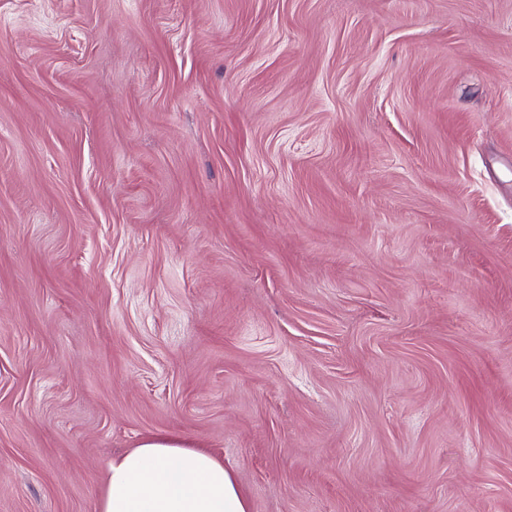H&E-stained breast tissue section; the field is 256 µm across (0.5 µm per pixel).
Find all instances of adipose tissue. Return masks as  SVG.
Listing matches in <instances>:
<instances>
[{
    "label": "adipose tissue",
    "mask_w": 512,
    "mask_h": 512,
    "mask_svg": "<svg viewBox=\"0 0 512 512\" xmlns=\"http://www.w3.org/2000/svg\"><path fill=\"white\" fill-rule=\"evenodd\" d=\"M97 512H250V503L215 456L154 436L113 458Z\"/></svg>",
    "instance_id": "1"
}]
</instances>
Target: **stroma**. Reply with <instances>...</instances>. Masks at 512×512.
<instances>
[{
	"label": "stroma",
	"mask_w": 512,
	"mask_h": 512,
	"mask_svg": "<svg viewBox=\"0 0 512 512\" xmlns=\"http://www.w3.org/2000/svg\"><path fill=\"white\" fill-rule=\"evenodd\" d=\"M155 434L512 512V0H0V512Z\"/></svg>",
	"instance_id": "stroma-1"
}]
</instances>
